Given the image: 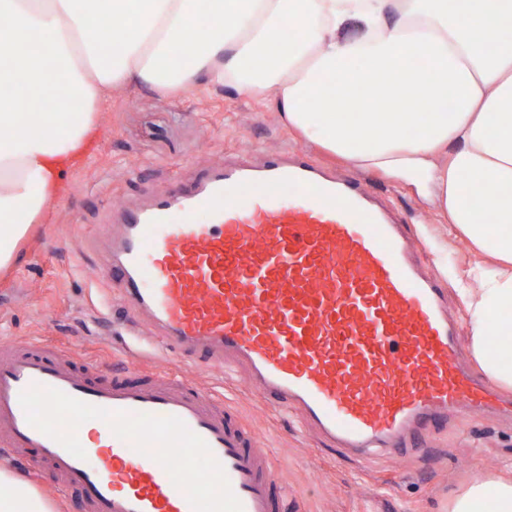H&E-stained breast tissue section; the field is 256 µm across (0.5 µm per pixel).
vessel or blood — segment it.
Here are the masks:
<instances>
[{
    "label": "vessel or blood",
    "instance_id": "1",
    "mask_svg": "<svg viewBox=\"0 0 512 512\" xmlns=\"http://www.w3.org/2000/svg\"><path fill=\"white\" fill-rule=\"evenodd\" d=\"M112 272L133 315L184 353L233 359L261 398L332 442L396 448L498 403L458 360L442 288L400 220L300 149L209 168L114 214ZM0 342V433L33 448L85 512H281L273 460L223 403L130 367Z\"/></svg>",
    "mask_w": 512,
    "mask_h": 512
}]
</instances>
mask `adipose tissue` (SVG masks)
<instances>
[{"label":"adipose tissue","mask_w":512,"mask_h":512,"mask_svg":"<svg viewBox=\"0 0 512 512\" xmlns=\"http://www.w3.org/2000/svg\"><path fill=\"white\" fill-rule=\"evenodd\" d=\"M64 79L72 106L32 112ZM130 86L268 93L333 156L424 174L494 261L470 266L459 292L475 358L512 387V0H0V270ZM17 87L26 100L6 96ZM0 512L53 505L0 464ZM448 512H512V470L471 483Z\"/></svg>","instance_id":"adipose-tissue-1"}]
</instances>
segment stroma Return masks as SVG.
Here are the masks:
<instances>
[{
    "label": "stroma",
    "instance_id": "stroma-1",
    "mask_svg": "<svg viewBox=\"0 0 512 512\" xmlns=\"http://www.w3.org/2000/svg\"><path fill=\"white\" fill-rule=\"evenodd\" d=\"M293 146L357 178L392 209L419 245L417 261L447 288L460 348L472 358L469 314L456 288L462 271L482 256L421 193L422 178L366 172L331 158L288 130L271 95L248 98L227 88L195 96L147 87L113 93L111 108L99 117L93 155L76 162L62 194L20 244L18 263L0 274V339L66 349L95 362L108 378L135 360L213 394L245 420L274 460L286 512H448L461 484L512 466V419L454 414L418 430L407 447L375 451L363 464L328 446L297 411L258 399L242 368L205 366L202 355L166 351L152 332L137 335L128 326L101 241L113 209L137 206L176 182L191 186L204 167L256 163ZM1 459L56 512H83L79 492L39 470L32 451L0 444Z\"/></svg>",
    "mask_w": 512,
    "mask_h": 512
}]
</instances>
